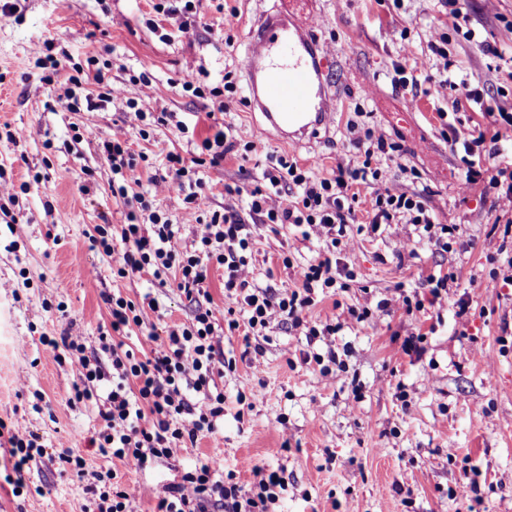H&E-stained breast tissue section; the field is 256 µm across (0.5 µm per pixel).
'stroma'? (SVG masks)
<instances>
[{
  "instance_id": "obj_1",
  "label": "stroma",
  "mask_w": 512,
  "mask_h": 512,
  "mask_svg": "<svg viewBox=\"0 0 512 512\" xmlns=\"http://www.w3.org/2000/svg\"><path fill=\"white\" fill-rule=\"evenodd\" d=\"M14 13L0 15V174L13 183L14 197L0 198V420L34 432L46 448L29 464L26 484L15 488L9 444L0 445V512H93L87 493L94 473L111 468L135 498L137 512H150L158 495L181 471L220 456L240 484L251 482L246 464L281 471L288 487L275 512H467L457 490L466 479L477 483L481 512H512V286L489 285L501 234L491 227L505 202L494 195L466 192L461 152L442 134L444 122L470 127L481 122L479 107L464 89L446 90L426 81L416 63L429 55L437 34L448 35V57L480 80L484 95L512 108V80L497 71L485 45L512 50V0H460L471 36L453 29V17L440 0H305L299 15L320 47L336 48L329 70L335 96L327 132L308 146L282 143L259 128L261 116L245 104L241 62L259 12L275 0H202L191 37L178 36L180 16L157 17V0H11ZM238 23L224 30V13ZM174 38L162 42L150 23ZM52 41L61 66L53 81L35 68L33 51ZM96 56L109 84L124 96L95 112H69L58 103L60 86L74 65ZM401 65L417 82L391 83ZM147 73L158 107L194 125L206 99L182 92L188 73L201 84H221L232 74L237 94L223 121L255 149L248 159L228 153L221 168H200L212 185L211 207L245 209V191L263 182L273 155H285L325 177L353 154L350 123L377 127L403 147L391 167L396 187L426 189L427 205L438 222L459 227L453 248L441 251L415 241L412 225L394 224L377 233L349 226L350 258L357 279L349 291L319 297L313 319L325 318L334 303L375 306L392 296L396 284L418 287L419 268L442 266L456 272L458 284L437 309L435 323L425 314L403 310L381 316L367 333L349 325L335 337L348 347L346 369L328 382L298 360L300 350L325 351L324 342L307 344L302 331L276 325L258 348L245 346L241 332L220 331L225 358L224 426L216 436L182 448L148 470L129 469L102 456L91 439L99 429L97 407L72 401L77 372L69 362L46 354L41 336L83 337L88 349L110 331L106 296L131 300L154 297L162 313L158 330L189 322L196 306L175 288L151 276L118 277L112 260L93 249L95 225L123 223L127 206L112 194V169L99 140L125 128L134 152L145 153L141 181L164 175L166 155L200 154L199 141L183 137L174 125L150 127L141 137L127 116V98L140 88L133 76ZM94 135L75 140V130ZM244 193L227 196L225 185ZM256 244L250 264L254 283L275 290L295 284V272L322 250L318 238L302 239L288 227L273 234L254 224ZM82 261L92 272L78 277ZM470 301L467 324L454 311L460 297ZM432 328L426 352L416 359L396 353L393 333L408 336ZM254 396L240 411L238 393ZM299 450L279 453L283 438ZM73 450L86 461L79 479L64 472L58 456Z\"/></svg>"
}]
</instances>
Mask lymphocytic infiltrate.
<instances>
[{"mask_svg": "<svg viewBox=\"0 0 512 512\" xmlns=\"http://www.w3.org/2000/svg\"><path fill=\"white\" fill-rule=\"evenodd\" d=\"M466 97L481 104L489 126L459 128L447 125L450 144L462 145L467 156L462 180L464 190L482 184L495 190L498 198L512 202V160H501L498 126L512 128V110L483 101L479 88L467 90ZM349 142L355 151L353 163L337 164L332 176L312 178L308 168L286 156H277L263 173V186L250 191L225 186L226 194H247L248 218H241L233 208L209 213L201 225L193 250H178L176 230L154 200L145 194L128 192V176L138 166L122 129L101 141V151L109 162L114 179L113 195L125 198L129 210L126 221L112 228L95 226L92 247L111 258L112 267L121 275H149L156 279L172 277L178 290L191 301L209 298L208 275L211 266L224 269V295L246 317L247 333L262 336L273 323H291L304 328L307 341L333 336L343 330L346 321H355L362 330L375 329L381 315L391 307L406 314L421 313L442 301V296L456 283L452 272H432L425 276L422 288L412 290L396 286L395 295L378 301L376 307L348 308L347 318L331 314L314 321L310 316L319 291L334 288L348 291L356 279L348 261L351 240L347 227L356 223L358 201L355 185L373 186L372 209L367 215L371 232L387 224H410L419 241L441 249H450L457 227L436 223L420 192L396 188L388 179L384 161L394 160L402 152L400 143L389 140L370 126L349 124ZM251 153L253 142H241L232 127L220 126L201 142V155L184 158L167 156L168 173L153 178L155 193L182 190L186 181L196 189L186 193L185 204L197 212H206L209 197L203 191L199 167H220L226 153L234 149ZM294 186L292 198L282 194L284 186ZM267 226L278 232L290 224L301 231L303 239L318 237L325 247L316 258L301 267L294 287L275 293L256 287L251 281L248 255L255 240L248 223ZM112 335L101 337L98 350H87L81 337L64 336L46 341L54 359L69 360L78 371L73 386L74 397L94 403L101 426L98 448L103 456L118 459L135 470L151 468L187 444L215 434L224 421V389L218 381L224 376V350L214 341L220 325L216 310L199 309L185 324L158 333L153 322L159 312L155 298L142 303L112 297ZM237 321H229V330H238ZM139 329L143 335L140 352L125 349L118 334ZM111 381L108 391H100L104 381ZM254 480L243 487L235 473H228L220 459L200 463L180 473L158 497L153 512H271L287 484L276 471L252 466Z\"/></svg>", "mask_w": 512, "mask_h": 512, "instance_id": "1", "label": "lymphocytic infiltrate"}]
</instances>
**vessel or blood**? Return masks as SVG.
Segmentation results:
<instances>
[{"mask_svg": "<svg viewBox=\"0 0 512 512\" xmlns=\"http://www.w3.org/2000/svg\"><path fill=\"white\" fill-rule=\"evenodd\" d=\"M298 0H279L253 27L243 67L248 99L277 139L315 138L333 116L319 46L294 15Z\"/></svg>", "mask_w": 512, "mask_h": 512, "instance_id": "1", "label": "vessel or blood"}]
</instances>
